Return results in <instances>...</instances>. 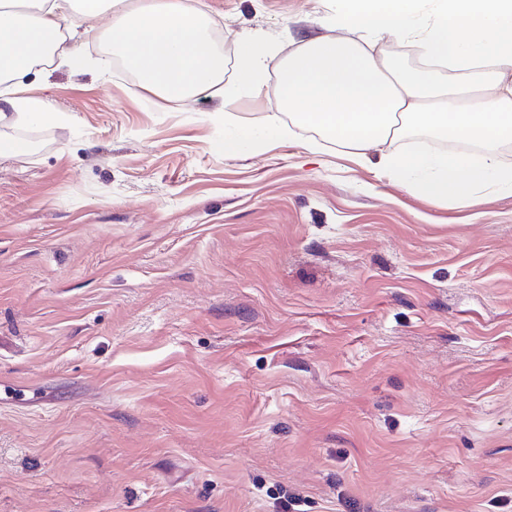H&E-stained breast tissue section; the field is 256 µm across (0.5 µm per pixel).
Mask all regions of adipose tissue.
<instances>
[{
  "mask_svg": "<svg viewBox=\"0 0 512 512\" xmlns=\"http://www.w3.org/2000/svg\"><path fill=\"white\" fill-rule=\"evenodd\" d=\"M98 21L113 53L165 99L188 101L214 88L258 96L277 66L275 109L258 128L225 115L234 128L225 154L287 137L294 120L441 204H477L489 187L512 192V168L499 159L501 145L512 141V0H346L337 35L303 39L284 61L268 40L238 37L230 85L208 15L184 0H0L1 124L62 121L44 99L25 94L22 81L57 60L83 67L70 41ZM391 40L414 48L418 66L396 65ZM414 128L478 151H391Z\"/></svg>",
  "mask_w": 512,
  "mask_h": 512,
  "instance_id": "adipose-tissue-1",
  "label": "adipose tissue"
}]
</instances>
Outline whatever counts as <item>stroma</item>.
I'll return each instance as SVG.
<instances>
[{
    "instance_id": "stroma-1",
    "label": "stroma",
    "mask_w": 512,
    "mask_h": 512,
    "mask_svg": "<svg viewBox=\"0 0 512 512\" xmlns=\"http://www.w3.org/2000/svg\"><path fill=\"white\" fill-rule=\"evenodd\" d=\"M285 58L342 0H195ZM0 125V512H512V193L412 195L294 128L108 66ZM317 152H310V144Z\"/></svg>"
}]
</instances>
